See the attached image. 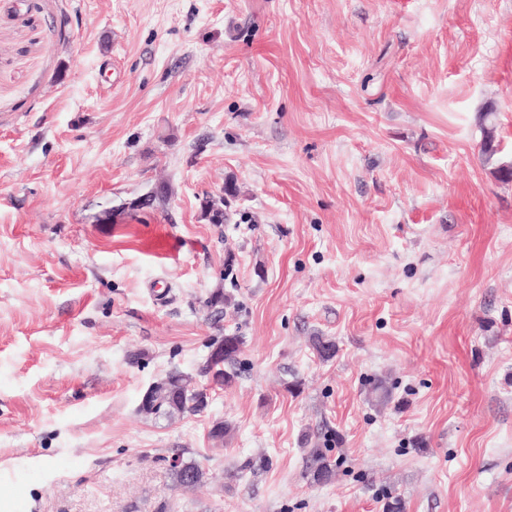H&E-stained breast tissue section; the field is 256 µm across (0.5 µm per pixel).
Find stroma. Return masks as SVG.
Masks as SVG:
<instances>
[{
    "label": "stroma",
    "mask_w": 512,
    "mask_h": 512,
    "mask_svg": "<svg viewBox=\"0 0 512 512\" xmlns=\"http://www.w3.org/2000/svg\"><path fill=\"white\" fill-rule=\"evenodd\" d=\"M510 164L512 0H0V512H512ZM483 139L480 145L481 154L490 160L497 152V124L495 122L494 112L487 110L481 113ZM232 181L224 183L217 194H207L200 201L202 216L211 224H228L231 220L229 197H235L237 191ZM223 337L220 341L214 343L224 342V358L221 359L222 366H217L221 372L213 380L216 384H220V386L228 385L232 382L234 375L227 368L236 363L241 351V345L243 344L240 336L236 334H224ZM165 378L170 389L159 393L150 408L145 410L139 408L140 412L155 419H172L187 412H202L208 407L209 398L207 405L199 406L202 402L201 389L203 388L196 385L193 377L181 372H173ZM306 451V462L310 482L324 484L333 476V465L326 451L330 448H304Z\"/></svg>",
    "instance_id": "stroma-1"
}]
</instances>
